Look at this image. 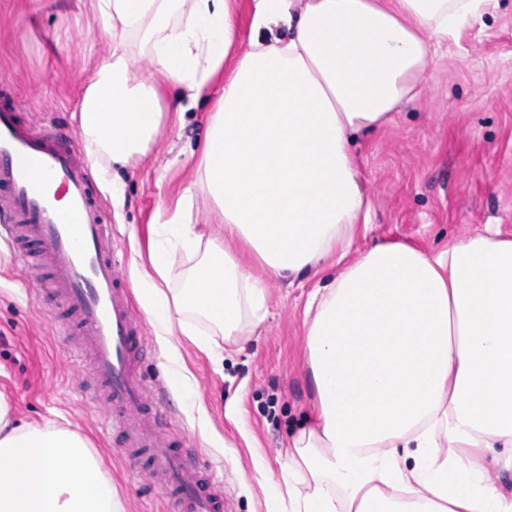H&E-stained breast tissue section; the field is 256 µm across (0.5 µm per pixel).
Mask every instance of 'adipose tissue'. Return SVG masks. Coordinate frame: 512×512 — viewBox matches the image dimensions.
<instances>
[{"label": "adipose tissue", "mask_w": 512, "mask_h": 512, "mask_svg": "<svg viewBox=\"0 0 512 512\" xmlns=\"http://www.w3.org/2000/svg\"><path fill=\"white\" fill-rule=\"evenodd\" d=\"M492 0H253L250 47L199 146L197 176L158 224L134 293L168 357L177 337L224 364L268 314V278L338 271L306 305L315 419L293 433L290 512H512L485 479L512 472V239L495 230L436 255L350 249L370 202L357 144L413 102L431 50ZM105 39L79 108L93 173L141 164L161 94L197 101L234 43L233 0H90ZM152 70L131 74L139 58ZM204 209L210 219L198 223ZM239 243L264 275L230 252ZM183 271H176V261ZM0 512H126L78 431L34 426L0 393Z\"/></svg>", "instance_id": "adipose-tissue-1"}]
</instances>
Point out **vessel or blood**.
<instances>
[{"label":"vessel or blood","instance_id":"1","mask_svg":"<svg viewBox=\"0 0 512 512\" xmlns=\"http://www.w3.org/2000/svg\"><path fill=\"white\" fill-rule=\"evenodd\" d=\"M0 239L17 254L34 293L67 310L60 333L93 356L94 398L122 421L127 447L148 450L145 470L173 512H224L221 482L192 466L165 430L138 371L147 326L130 304L111 220L74 128L19 115L0 81Z\"/></svg>","mask_w":512,"mask_h":512}]
</instances>
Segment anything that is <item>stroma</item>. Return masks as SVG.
<instances>
[{
  "label": "stroma",
  "instance_id": "stroma-1",
  "mask_svg": "<svg viewBox=\"0 0 512 512\" xmlns=\"http://www.w3.org/2000/svg\"><path fill=\"white\" fill-rule=\"evenodd\" d=\"M487 25L471 22L432 60L418 101L384 131L359 145L361 177L371 224L352 249L360 256L380 241H400L436 253L449 243L498 225L512 238V0ZM102 49V34L82 0H0V79L10 81L21 107L39 117L77 125L83 88ZM224 84L216 76L209 97L178 116L167 101L163 135L150 164L125 169V203L108 206L124 273L148 265L154 226L166 220L196 178L188 152L202 137L209 99ZM24 273L0 247V392L18 419L47 421L87 436L127 512H167L164 490L135 469L118 427L105 426L106 408L89 400L80 376L89 353L73 355L57 336L56 303L31 296ZM310 277L271 282L268 316L240 344H226L224 370L188 339L178 367L193 382V397H178L155 331H148L139 367L154 391L168 430L185 438L189 459L224 483L230 512H288L266 487L283 482L285 448L310 406L304 351V309L317 285ZM202 400L207 429L191 423Z\"/></svg>",
  "mask_w": 512,
  "mask_h": 512
}]
</instances>
